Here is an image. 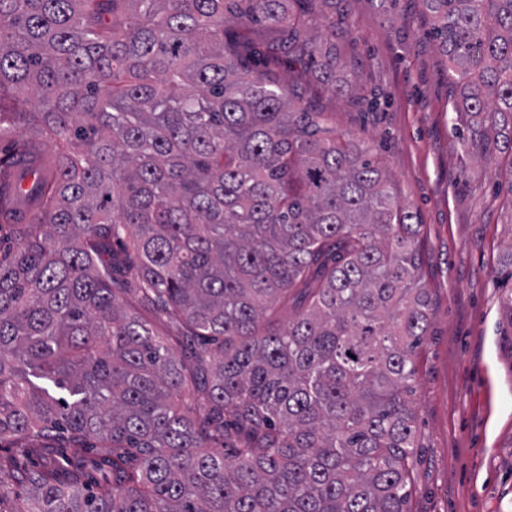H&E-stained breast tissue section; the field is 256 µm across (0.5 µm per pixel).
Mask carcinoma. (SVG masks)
<instances>
[{"mask_svg":"<svg viewBox=\"0 0 512 512\" xmlns=\"http://www.w3.org/2000/svg\"><path fill=\"white\" fill-rule=\"evenodd\" d=\"M422 3L466 146L512 159V0ZM337 64L336 0H0V125L69 149L0 154V443L37 461L15 512H406L419 225L297 91L358 101ZM53 432L99 450L62 463ZM144 318L156 334L167 338L172 347L178 352L181 351V345L177 342L178 339H181L180 331L163 314L160 312H145Z\"/></svg>","mask_w":512,"mask_h":512,"instance_id":"obj_1","label":"carcinoma"}]
</instances>
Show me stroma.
<instances>
[{
  "instance_id": "obj_1",
  "label": "stroma",
  "mask_w": 512,
  "mask_h": 512,
  "mask_svg": "<svg viewBox=\"0 0 512 512\" xmlns=\"http://www.w3.org/2000/svg\"><path fill=\"white\" fill-rule=\"evenodd\" d=\"M337 77L359 104L323 91L337 135L361 138L420 225L430 306L417 356L419 442L408 512H512V161L468 158L421 0H347Z\"/></svg>"
}]
</instances>
